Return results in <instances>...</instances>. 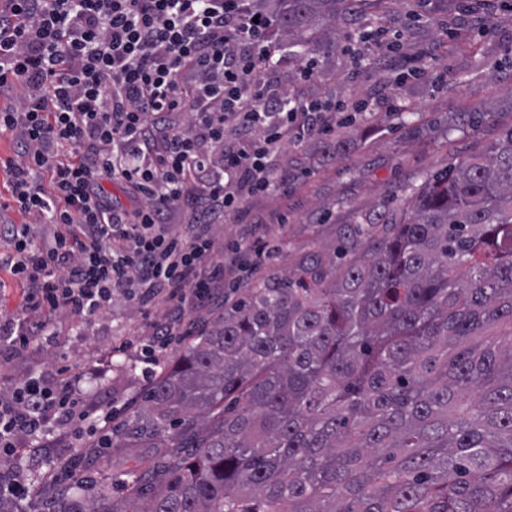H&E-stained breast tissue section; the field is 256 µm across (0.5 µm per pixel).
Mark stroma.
<instances>
[{
	"instance_id": "stroma-1",
	"label": "stroma",
	"mask_w": 512,
	"mask_h": 512,
	"mask_svg": "<svg viewBox=\"0 0 512 512\" xmlns=\"http://www.w3.org/2000/svg\"><path fill=\"white\" fill-rule=\"evenodd\" d=\"M462 17L460 0H365L314 56L318 77L310 83L300 78L287 39L272 35L282 57L269 68V80L292 95L344 101L350 110L332 135L282 145L278 163L291 177L287 191L244 195L240 220L212 227L215 248L257 232L275 248L258 272L239 273L230 300L288 276L314 253L336 248L341 226L363 223L385 209H407L427 179L485 150L512 127V11H499L486 33L450 38L446 24H460ZM393 18L402 29L397 55L420 59L432 78L399 77L354 56L355 32ZM464 112L483 118L473 127L449 130V117ZM166 308L159 296L146 309L120 298L111 311L85 318L59 311L50 317L49 339L0 359V391L32 374L51 382L66 375L79 379L87 414L82 439L63 430L48 437L40 455L21 448L15 465L36 482L25 512H44L47 501L64 491L61 465H71L92 484L124 478L142 460L158 456V449L134 437L121 438L115 448L99 447L91 428L108 413L113 431H120L141 408L153 380L141 349Z\"/></svg>"
}]
</instances>
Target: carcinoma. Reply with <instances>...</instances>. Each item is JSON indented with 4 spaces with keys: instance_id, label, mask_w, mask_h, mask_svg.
<instances>
[{
    "instance_id": "obj_1",
    "label": "carcinoma",
    "mask_w": 512,
    "mask_h": 512,
    "mask_svg": "<svg viewBox=\"0 0 512 512\" xmlns=\"http://www.w3.org/2000/svg\"><path fill=\"white\" fill-rule=\"evenodd\" d=\"M308 33L363 0H278ZM251 288L164 366L165 449L50 512H512V127L394 218Z\"/></svg>"
}]
</instances>
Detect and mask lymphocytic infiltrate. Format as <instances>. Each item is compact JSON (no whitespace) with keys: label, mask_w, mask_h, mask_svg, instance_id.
Wrapping results in <instances>:
<instances>
[{"label":"lymphocytic infiltrate","mask_w":512,"mask_h":512,"mask_svg":"<svg viewBox=\"0 0 512 512\" xmlns=\"http://www.w3.org/2000/svg\"><path fill=\"white\" fill-rule=\"evenodd\" d=\"M275 22L254 0H0V90L26 91L0 111V137L15 145L0 162V215L33 218L0 222V270L27 287L21 311L0 318V356L47 335L57 311L91 316L119 295L145 305L163 294L168 314L144 347L155 362L186 301L210 303L271 258L258 238L214 255L210 227L238 221L243 194L287 188L282 144L328 134L340 111L266 79ZM107 181L130 207L112 202ZM78 404L70 381L16 384L0 397V459L20 438L81 420Z\"/></svg>","instance_id":"f902f5d3"}]
</instances>
